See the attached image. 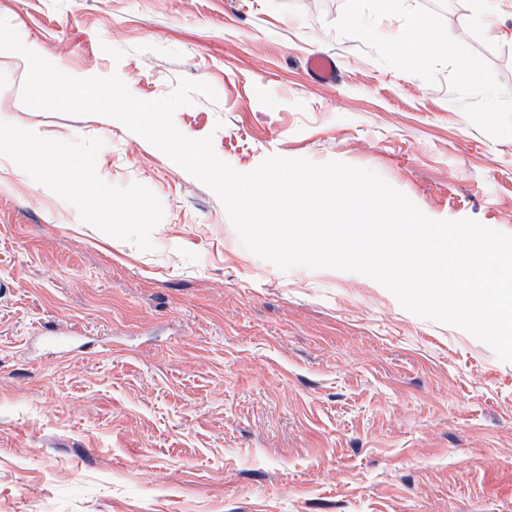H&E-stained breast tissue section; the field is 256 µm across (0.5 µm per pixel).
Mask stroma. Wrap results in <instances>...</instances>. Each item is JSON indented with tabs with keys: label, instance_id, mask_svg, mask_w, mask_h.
<instances>
[{
	"label": "stroma",
	"instance_id": "1",
	"mask_svg": "<svg viewBox=\"0 0 512 512\" xmlns=\"http://www.w3.org/2000/svg\"><path fill=\"white\" fill-rule=\"evenodd\" d=\"M433 6L512 95V0ZM343 0H0L23 44L240 172L375 171L429 218L512 234V137L331 28ZM336 58L340 83L305 61ZM0 51V512H512V363L375 280L279 270L121 122L26 106ZM46 152L30 163L22 138ZM79 189H72V182ZM81 338L46 345L59 328Z\"/></svg>",
	"mask_w": 512,
	"mask_h": 512
}]
</instances>
